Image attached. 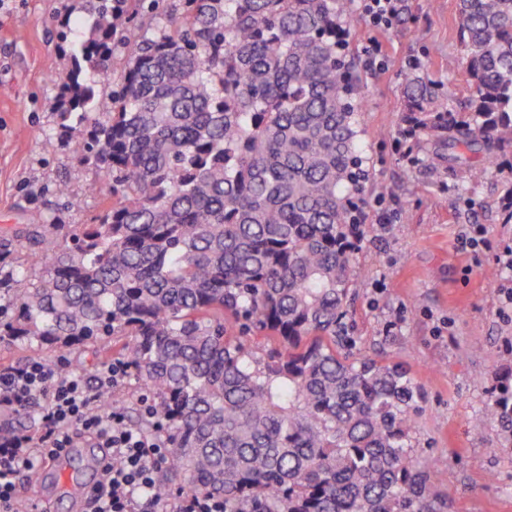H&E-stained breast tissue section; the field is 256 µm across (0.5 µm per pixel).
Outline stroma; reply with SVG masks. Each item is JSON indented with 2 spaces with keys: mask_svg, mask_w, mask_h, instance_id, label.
<instances>
[{
  "mask_svg": "<svg viewBox=\"0 0 512 512\" xmlns=\"http://www.w3.org/2000/svg\"><path fill=\"white\" fill-rule=\"evenodd\" d=\"M455 4L409 0L400 22L384 31L351 19L370 177L348 323L356 350L402 364L423 388L418 448L446 459L435 480L451 512H512V447L501 444L497 423L481 419L500 376L512 373V315L499 313L512 276L495 270L498 251L512 246V221L501 207L512 195V156L467 184L427 166L423 152L409 154L399 145L404 71L443 82L450 106L469 94L451 29ZM69 17L85 19L81 0H6L0 7V241L11 245L14 270L28 265L25 234L32 226L91 224L102 209L101 197L87 192L95 170L61 137L58 93L70 62L58 32ZM373 39L386 50L379 71L363 66ZM48 137L58 140L51 152L44 146ZM61 183L67 195L56 192ZM382 211L391 224H377ZM478 227L488 246L462 244L463 231ZM69 469L61 463L45 477L49 512H79L96 481L88 468L77 482L65 483Z\"/></svg>",
  "mask_w": 512,
  "mask_h": 512,
  "instance_id": "obj_1",
  "label": "stroma"
}]
</instances>
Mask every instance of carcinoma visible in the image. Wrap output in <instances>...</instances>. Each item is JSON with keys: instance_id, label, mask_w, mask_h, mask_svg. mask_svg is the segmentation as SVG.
<instances>
[{"instance_id": "1", "label": "carcinoma", "mask_w": 512, "mask_h": 512, "mask_svg": "<svg viewBox=\"0 0 512 512\" xmlns=\"http://www.w3.org/2000/svg\"><path fill=\"white\" fill-rule=\"evenodd\" d=\"M147 34L140 0H82L59 99L74 150L110 184L93 224L0 279V342L91 347L131 364L171 445L154 494L224 512H450L441 457L415 448L421 387L347 332L368 177L340 0H181ZM464 110L403 75L401 136L475 183L512 154V0H458ZM128 58L113 76L114 49ZM110 109L93 111L98 85ZM492 416L512 443V392ZM32 426L0 407V438Z\"/></svg>"}]
</instances>
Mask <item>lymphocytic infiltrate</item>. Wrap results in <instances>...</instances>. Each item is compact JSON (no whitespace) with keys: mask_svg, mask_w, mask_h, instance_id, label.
Here are the masks:
<instances>
[{"mask_svg":"<svg viewBox=\"0 0 512 512\" xmlns=\"http://www.w3.org/2000/svg\"><path fill=\"white\" fill-rule=\"evenodd\" d=\"M129 373L127 362L111 361L91 387L81 371L60 373L38 359L0 371V402L33 413L40 427L39 434L21 432L0 443V512H24L17 477L73 447L83 433L104 451L89 512H224L223 499L212 496L179 494L164 502L154 495L156 473L168 461L167 438L159 428L130 424L122 406L100 404Z\"/></svg>","mask_w":512,"mask_h":512,"instance_id":"1","label":"lymphocytic infiltrate"}]
</instances>
